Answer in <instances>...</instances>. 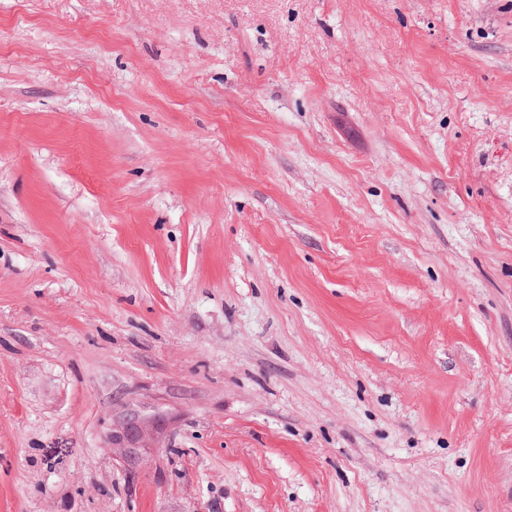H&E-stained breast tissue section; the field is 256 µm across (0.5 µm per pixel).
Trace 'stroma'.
<instances>
[{
	"label": "stroma",
	"mask_w": 512,
	"mask_h": 512,
	"mask_svg": "<svg viewBox=\"0 0 512 512\" xmlns=\"http://www.w3.org/2000/svg\"><path fill=\"white\" fill-rule=\"evenodd\" d=\"M0 512H512V0H0ZM147 429L140 421L129 425H121L112 432V452L122 461L136 460L142 462L143 448Z\"/></svg>",
	"instance_id": "stroma-1"
}]
</instances>
